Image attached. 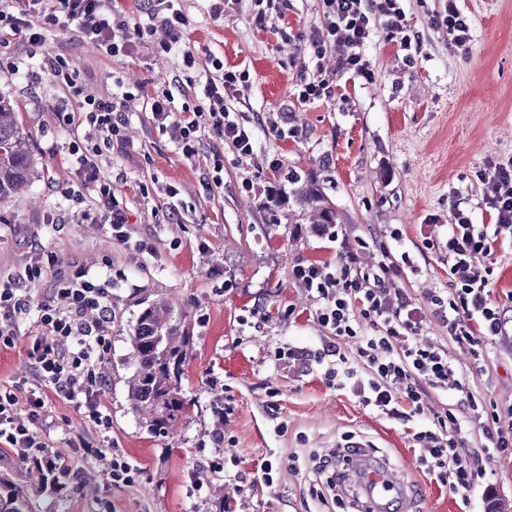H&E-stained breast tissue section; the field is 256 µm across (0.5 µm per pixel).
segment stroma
<instances>
[{
    "label": "stroma",
    "mask_w": 512,
    "mask_h": 512,
    "mask_svg": "<svg viewBox=\"0 0 512 512\" xmlns=\"http://www.w3.org/2000/svg\"><path fill=\"white\" fill-rule=\"evenodd\" d=\"M213 5L180 0L189 19L185 41L195 50L190 70L176 55L152 53L148 40L134 41L128 54L103 56L60 20L46 49L79 72L78 96L40 69L23 35L0 50V96L19 114L35 169L27 188L0 200V278L18 280L31 305L16 321L14 347L0 349V387L27 396L33 373L27 350L44 332L37 307L52 294L56 271L79 265L112 280L102 395L110 455L94 459L70 447V440L95 438L96 431L82 409L51 392L50 438L70 479L53 487L32 462L4 447L0 477L22 488L32 512H361L353 495L338 506L310 493L315 461L358 441L404 471L409 492L399 512H512V455L482 447L478 424L467 425L464 436L486 475L465 502L423 472L405 423L372 413L349 391L329 386L320 370L269 361L277 348L293 344L315 354L326 342L313 300L291 277L294 263L336 264L340 236L361 237L369 246L358 252L360 267L384 251L394 260L409 253L412 266L392 285L423 307L420 340L446 345L462 374V390H430L431 408L462 410L472 394L495 406L501 424L512 421V243L498 247L494 259L492 298L509 322L486 366L473 369L426 308L430 293L450 287L442 244L452 200L479 208V170L512 158V0H461L474 21L465 53L450 48L446 30L431 24L443 0H407L408 24L421 43L414 62L376 30L366 47L372 80L338 72L335 57H327L335 96L307 103L298 100L297 86L313 76L306 37L319 22V0H278L263 27L250 0H226L219 16ZM216 57L250 75L228 102L253 132L250 154L206 127L195 155L184 158L139 101L122 112L120 138L105 140L86 119L85 96L127 90L168 93L176 113L202 105ZM277 126L299 134L275 136ZM76 150L111 182L112 200L143 249L113 240L107 226L91 220L101 205L81 183ZM294 170L335 208L338 239L317 234L293 204L288 220L269 223L267 197ZM172 187L177 196L169 195ZM40 252L54 255V269L23 278ZM164 299L185 309L193 329L182 379L191 407L173 429L154 435L132 413L125 379L137 317ZM243 316L253 317L254 327L241 329ZM218 406L227 409L221 421ZM115 457L135 466L134 483L105 481ZM216 459L222 470H211ZM267 459L269 484L258 477ZM197 476L204 481L199 490Z\"/></svg>",
    "instance_id": "1"
}]
</instances>
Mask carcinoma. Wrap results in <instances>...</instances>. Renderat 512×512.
I'll return each instance as SVG.
<instances>
[{
    "mask_svg": "<svg viewBox=\"0 0 512 512\" xmlns=\"http://www.w3.org/2000/svg\"><path fill=\"white\" fill-rule=\"evenodd\" d=\"M32 169L29 139L10 103L0 97V199L28 186ZM294 195L301 209L308 210L310 223H336V210L318 189L306 185L294 190ZM288 200L284 190L272 194L267 206L270 223H281ZM192 339L191 325L174 317L173 305L165 300L147 306L133 327L128 401L152 433L167 432L187 413L181 383ZM0 512H32L29 500L4 478H0Z\"/></svg>",
    "mask_w": 512,
    "mask_h": 512,
    "instance_id": "1",
    "label": "carcinoma"
}]
</instances>
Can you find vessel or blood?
Instances as JSON below:
<instances>
[{
  "label": "vessel or blood",
  "mask_w": 512,
  "mask_h": 512,
  "mask_svg": "<svg viewBox=\"0 0 512 512\" xmlns=\"http://www.w3.org/2000/svg\"><path fill=\"white\" fill-rule=\"evenodd\" d=\"M343 483L363 492L369 512H385L392 500L406 498L408 492L402 473L388 467L382 458L362 449L350 454Z\"/></svg>",
  "instance_id": "1"
}]
</instances>
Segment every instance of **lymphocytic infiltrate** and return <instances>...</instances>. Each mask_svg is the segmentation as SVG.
Masks as SVG:
<instances>
[{"instance_id":"lymphocytic-infiltrate-1","label":"lymphocytic infiltrate","mask_w":512,"mask_h":512,"mask_svg":"<svg viewBox=\"0 0 512 512\" xmlns=\"http://www.w3.org/2000/svg\"><path fill=\"white\" fill-rule=\"evenodd\" d=\"M151 9L167 31L166 39L156 44V52L177 53L185 68H193L195 55L184 39L188 19L177 0H151ZM63 17L74 24L81 40L104 55H123L131 47L126 23L114 0H58L54 7L48 0H0V49L7 46L9 35L20 33L30 45L44 47ZM433 22L447 30L449 47L468 51L472 24L458 0H447ZM379 27L389 38L398 39L401 50H411L404 0H320V22L308 36L309 53L318 62L327 54H335L337 69L370 78L365 47ZM213 64L217 76L205 86V106L182 115L172 112L168 94L149 101L159 131L167 133L187 158L195 152L194 135L204 123L236 151L248 153L253 149L250 132L225 104L236 92L241 76L225 68L221 59H214ZM135 99L128 91L117 98L85 97L87 117L98 130L117 135L120 128L112 115L127 109ZM80 166L88 192L104 205L101 223L108 225L113 239L129 243L127 217L112 202L111 184L101 177L95 163L84 159ZM478 178L486 186L484 208L495 229L490 232L479 224L472 208L453 206V222L444 243L452 289L427 298L432 313L448 332L447 345L418 342L421 308L406 294L389 288L402 267L411 265L409 254H402L397 262L381 257L376 266L365 271L357 267L354 250L367 248V241L345 239L334 271L308 260L297 262L291 271L294 282L314 299L317 321L331 335V342L316 354L296 346L281 349L276 351V359L287 358L306 366L325 364L329 386L350 390L365 407L404 422L423 414L426 388L444 392L459 388L461 382L448 356V344L467 349L473 362L483 363L490 356L493 337L501 335L507 324L504 309L491 298V260L500 239L512 240V160L488 162ZM28 304L15 282H0L1 348L13 346L15 318ZM38 316L46 333L36 337L28 349L35 375L26 400L18 401L13 392L0 389V446L15 450L38 468L58 473L62 466L50 439L35 433L36 427L47 424L45 388H54L59 396L75 402L87 422L98 429L99 440L86 444L91 454L102 456L110 450L107 434L111 423L102 410L101 391L111 349L112 282L73 266L58 275L52 295L39 306ZM345 339L358 340V364H351L341 354L339 343ZM21 403L28 415L24 423L17 418ZM467 409L481 421L484 447L501 452L512 447V431L499 427L498 414L489 411L486 403L471 396ZM464 428L463 416L448 409L433 414L411 435L413 444L423 450L419 464L424 471L462 496L482 475L475 459L462 451Z\"/></svg>"}]
</instances>
